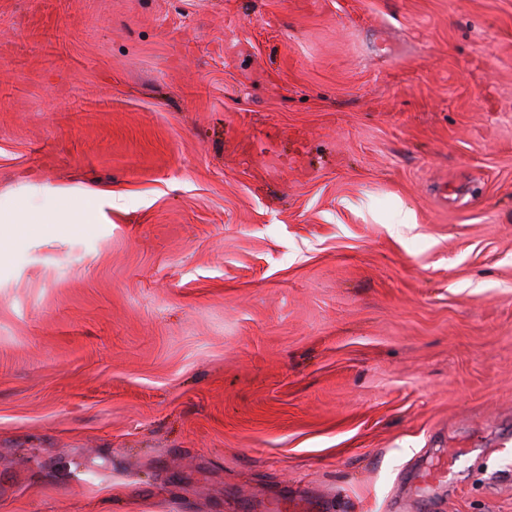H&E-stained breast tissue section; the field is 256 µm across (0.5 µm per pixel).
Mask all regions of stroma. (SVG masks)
I'll use <instances>...</instances> for the list:
<instances>
[{
	"mask_svg": "<svg viewBox=\"0 0 512 512\" xmlns=\"http://www.w3.org/2000/svg\"><path fill=\"white\" fill-rule=\"evenodd\" d=\"M60 195L0 512H512V0H0V202ZM460 461V455L447 460H440L436 465L421 472L420 480L427 487L441 486L448 481V473Z\"/></svg>",
	"mask_w": 512,
	"mask_h": 512,
	"instance_id": "1",
	"label": "stroma"
}]
</instances>
